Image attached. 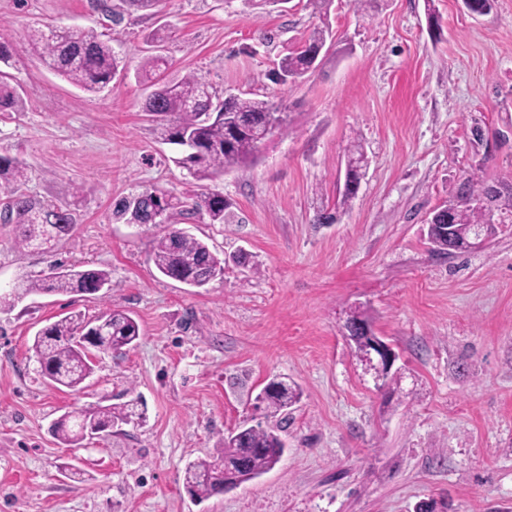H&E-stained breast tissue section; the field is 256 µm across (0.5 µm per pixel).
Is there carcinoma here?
Listing matches in <instances>:
<instances>
[{
	"instance_id": "carcinoma-1",
	"label": "carcinoma",
	"mask_w": 512,
	"mask_h": 512,
	"mask_svg": "<svg viewBox=\"0 0 512 512\" xmlns=\"http://www.w3.org/2000/svg\"><path fill=\"white\" fill-rule=\"evenodd\" d=\"M331 35L329 24L313 29L302 45L283 57L273 79L283 84L304 80L312 67L311 53L324 47ZM29 39L41 50L42 57L62 78L83 91L97 94L115 78L121 66L120 58L108 40H102L92 31L51 29L35 30ZM167 60L160 54L143 58L139 77L151 83L154 89L143 103V111L152 118L161 117L160 139L167 144L181 146L189 142L173 162L185 169L193 181H212L229 169L252 162L262 142L251 129H234L222 116L203 119L206 112H215L210 86L193 75L177 82H167L161 71ZM0 111L22 106L16 90L1 80ZM227 115L247 117L258 125H271L270 135L288 131V113L272 104L236 95L222 103ZM28 178V169L17 159L0 155V189L10 194V200L0 211V219L16 225L15 244L20 248L46 250L52 242L69 234L76 222L67 208L46 204L22 191ZM488 184L473 174L464 177L457 191L483 194ZM229 204L224 195L213 192H193L182 195L145 189L115 203V214L129 224H163L171 211L181 214H203L212 224L226 220ZM452 222L457 225L461 251L470 250L466 239L474 226L487 223L486 211L461 203L453 215L439 209L435 222L428 224V237L437 233L438 225ZM149 261L163 276L181 282L187 278L220 277L228 258L213 251L210 246L168 225L150 241ZM110 272L105 269L69 268L59 266L51 277L30 279L13 290L0 293V311H9L33 294L93 295L109 284ZM98 318L107 320L108 329L101 344L90 350L79 337L90 332L96 320H87L79 312L43 327L35 336L32 350L40 363L42 377L50 384L75 390L94 371L93 352L114 353L132 348L140 338L138 322L126 311L108 309ZM298 389L287 382L276 381V389L263 391L257 399L265 403L267 412L277 418L272 426L238 427L224 436L219 447L205 458L189 462L184 469V485L192 498L207 500L227 489L237 488L271 470L286 449L282 432L288 428V409L299 401ZM141 416L138 402L129 400L120 404L99 406L92 410L70 411L62 414L53 424V432L60 444L76 447L86 439L85 429H108L118 423L129 424Z\"/></svg>"
}]
</instances>
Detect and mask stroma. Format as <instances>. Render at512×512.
I'll use <instances>...</instances> for the list:
<instances>
[{"mask_svg": "<svg viewBox=\"0 0 512 512\" xmlns=\"http://www.w3.org/2000/svg\"><path fill=\"white\" fill-rule=\"evenodd\" d=\"M0 0L1 67L23 105L0 112V154L26 163L27 195L70 208L72 238L47 252L16 246L0 222V288L80 264L111 273L91 298L37 294L0 312V512H414L431 498L455 512H512V223L488 245L433 252L426 222L461 177L512 182V0L471 16L462 0H334L338 56L302 82L272 74L319 25L308 0L286 11L253 0H160L154 12L112 0ZM441 28L433 30L430 17ZM171 36L166 80L194 75L217 96L268 101L290 118L252 165L210 181L232 205L223 224L175 215L177 227L248 266L191 288L148 259L158 226L112 216L116 200L188 177L142 110L135 75L159 24ZM65 27L111 41L127 70L98 94L61 79L32 52L31 30ZM483 139L472 135L474 127ZM369 159L338 207L352 143ZM335 214L332 224L319 212ZM139 323L137 345L101 356L84 389L48 385L31 350L68 312L105 308ZM362 308L398 355V394L343 336ZM278 376L300 401L280 462L219 496L194 500L187 462L242 424L266 422L255 396ZM143 403V420L69 448L53 422L75 408ZM87 470L88 481L68 466Z\"/></svg>", "mask_w": 512, "mask_h": 512, "instance_id": "35a3bbf8", "label": "stroma"}]
</instances>
